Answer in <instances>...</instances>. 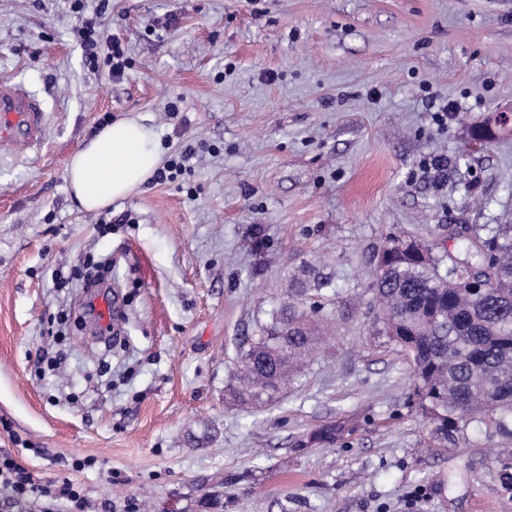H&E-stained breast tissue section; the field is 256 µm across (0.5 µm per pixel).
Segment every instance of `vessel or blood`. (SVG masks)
Wrapping results in <instances>:
<instances>
[{
	"label": "vessel or blood",
	"mask_w": 512,
	"mask_h": 512,
	"mask_svg": "<svg viewBox=\"0 0 512 512\" xmlns=\"http://www.w3.org/2000/svg\"><path fill=\"white\" fill-rule=\"evenodd\" d=\"M45 113L20 85L0 79V137L24 148L41 141Z\"/></svg>",
	"instance_id": "obj_1"
}]
</instances>
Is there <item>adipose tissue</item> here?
Wrapping results in <instances>:
<instances>
[{"instance_id": "1", "label": "adipose tissue", "mask_w": 512, "mask_h": 512, "mask_svg": "<svg viewBox=\"0 0 512 512\" xmlns=\"http://www.w3.org/2000/svg\"><path fill=\"white\" fill-rule=\"evenodd\" d=\"M163 157L152 126L142 117L125 116L73 153L66 180L79 205L94 212L137 191L156 173Z\"/></svg>"}]
</instances>
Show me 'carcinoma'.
Instances as JSON below:
<instances>
[{
	"label": "carcinoma",
	"mask_w": 512,
	"mask_h": 512,
	"mask_svg": "<svg viewBox=\"0 0 512 512\" xmlns=\"http://www.w3.org/2000/svg\"><path fill=\"white\" fill-rule=\"evenodd\" d=\"M484 125L512 133V112H493ZM460 256H438L417 240L390 239L385 268H373V324L412 362L414 395L442 444L471 424L512 435V224L468 227ZM482 282L472 290L469 279ZM333 281L307 264L279 307L240 348L226 392L246 407L271 404L288 390L291 372L324 327L306 307L325 298ZM345 426L329 422L310 438L331 446Z\"/></svg>",
	"instance_id": "1"
}]
</instances>
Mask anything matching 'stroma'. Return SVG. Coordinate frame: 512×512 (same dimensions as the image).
<instances>
[{"label":"stroma","instance_id":"obj_1","mask_svg":"<svg viewBox=\"0 0 512 512\" xmlns=\"http://www.w3.org/2000/svg\"><path fill=\"white\" fill-rule=\"evenodd\" d=\"M99 2L0 0V78L46 119L27 149L0 139V454L71 480L86 512H503L512 437L435 447L410 364L368 326V271L394 237L441 255L512 224V136L464 152L512 106V0ZM93 18L123 77L90 67ZM129 114L191 169L83 211L69 160ZM318 260L329 335L287 396L225 402L240 346ZM92 261L119 336L87 313ZM330 420L343 437L310 443ZM82 43L88 52L86 57L92 67H98L99 54H103V63L108 67L109 74L115 77L124 75L128 58L119 37L112 34L105 37L104 32L98 29L96 21L91 20L87 21L83 28Z\"/></svg>","mask_w":512,"mask_h":512}]
</instances>
